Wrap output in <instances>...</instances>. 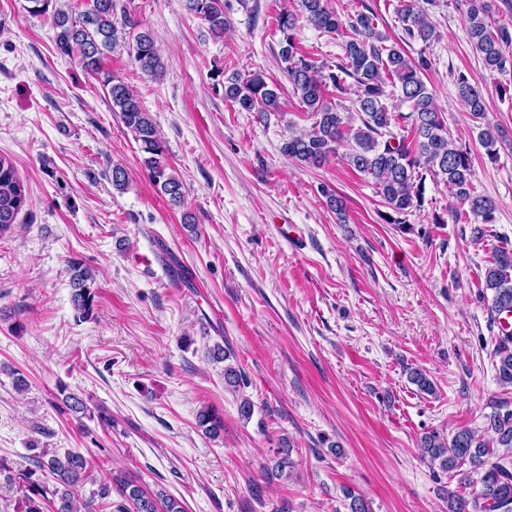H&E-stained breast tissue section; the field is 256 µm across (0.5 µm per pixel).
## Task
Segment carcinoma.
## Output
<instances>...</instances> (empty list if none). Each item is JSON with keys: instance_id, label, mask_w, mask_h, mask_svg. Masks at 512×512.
Masks as SVG:
<instances>
[{"instance_id": "carcinoma-1", "label": "carcinoma", "mask_w": 512, "mask_h": 512, "mask_svg": "<svg viewBox=\"0 0 512 512\" xmlns=\"http://www.w3.org/2000/svg\"><path fill=\"white\" fill-rule=\"evenodd\" d=\"M187 10L204 21L214 36L224 34L228 23L224 0H186ZM494 0H468L466 34L470 45L479 54L485 69L491 72L512 70V55L506 51L512 33L504 25L492 22ZM117 0H88L85 9L54 11L55 46L57 51L76 61L88 74L104 75L103 86L112 103V111L133 140L144 152L142 167L157 191L168 197L172 205L184 201V184L169 165L157 126L137 95L126 83L103 74L105 53L120 38L128 47L129 57L142 74L157 79L165 63L150 33L140 30V21L130 15L116 16ZM406 38L427 43L435 28L415 0H399L396 7ZM318 31L336 33L348 27L344 57L331 68L302 53L295 43L299 20ZM277 28L283 35L280 59L284 72L315 122L306 135H289L283 139L281 153L308 166L319 167L336 155L344 142H351L346 162L360 173L372 178L377 193L391 213L385 215L389 224H403L405 216L422 207L424 181L430 175L448 186L452 194L482 224L494 220L495 203L484 196L471 194V165L468 153L448 140L442 112L434 102L423 80L430 62L421 57L414 61L397 43L386 45L387 37L378 30L372 12L360 11L343 21L325 0H300V14L281 12ZM353 79L348 83L347 79ZM333 87L340 94L351 93L361 114V125H349L348 118L324 101V90ZM398 93V100L409 106L403 115L413 133L411 142L397 138L390 131L396 121L388 107L386 88ZM456 93L474 119L484 118L486 105L482 90L464 76L456 80ZM224 99L245 112L265 115L277 112L280 96L269 86L263 74L254 72L243 78L234 74L224 79ZM502 132L485 126L480 141L490 158L497 156ZM28 203V193L13 162L0 155V215L19 213ZM74 285L71 296L75 310L87 316L93 309L95 293L88 281L92 273L78 259L69 260ZM485 288L492 292L488 304L490 316L502 319L512 312V250L496 251L485 271ZM497 378L502 386L512 387V331L501 328L495 349ZM244 383L240 368L224 366V385L234 391ZM422 455L440 469L461 475V481L472 482L480 476V490L472 501L450 494L448 512H512V404L501 402L486 416L482 432L464 429L451 440L431 432L420 440ZM503 454H497V451ZM35 467L50 479L34 482L32 473H19L17 479L24 489L23 512H44L46 504L54 512H97L106 503L115 512H183L182 506L164 491L148 493L141 487L114 474L99 484L85 501L72 495L76 485L88 479L87 460L74 451L64 455L43 450L34 457ZM120 501L112 503V492Z\"/></svg>"}]
</instances>
